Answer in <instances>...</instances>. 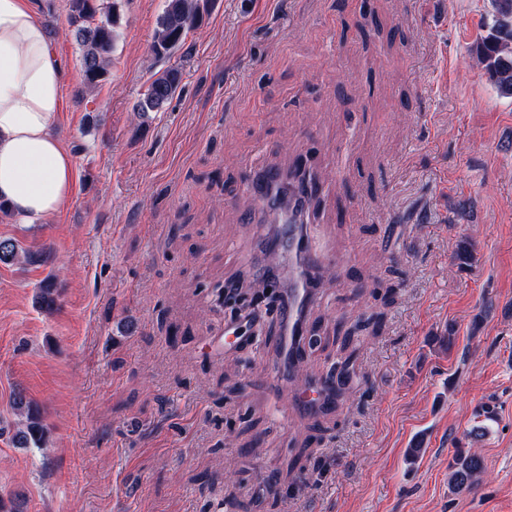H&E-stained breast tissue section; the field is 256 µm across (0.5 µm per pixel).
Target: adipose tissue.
I'll return each mask as SVG.
<instances>
[{
  "label": "adipose tissue",
  "instance_id": "1",
  "mask_svg": "<svg viewBox=\"0 0 512 512\" xmlns=\"http://www.w3.org/2000/svg\"><path fill=\"white\" fill-rule=\"evenodd\" d=\"M63 79L30 0H0V199L30 223L73 189L74 161L55 132Z\"/></svg>",
  "mask_w": 512,
  "mask_h": 512
}]
</instances>
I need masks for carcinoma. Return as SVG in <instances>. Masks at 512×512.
I'll use <instances>...</instances> for the list:
<instances>
[{
  "label": "carcinoma",
  "mask_w": 512,
  "mask_h": 512,
  "mask_svg": "<svg viewBox=\"0 0 512 512\" xmlns=\"http://www.w3.org/2000/svg\"><path fill=\"white\" fill-rule=\"evenodd\" d=\"M70 26L81 53V67L88 89L94 90L106 79L107 68L121 20L123 0H67ZM208 0H165V8L157 22L150 51L157 58L168 57L183 43L187 32L202 22ZM491 21L476 53L490 79L501 93L512 95V0H492ZM182 82L176 67L162 71L150 82L138 104L141 117L161 112ZM19 258L27 262H43L45 253L31 252L13 239L0 240V262L11 263ZM45 309L57 306V290L47 281L39 291ZM17 417L15 441L21 448L44 449L48 429L40 414L22 395L13 400ZM475 425L468 438L476 440L487 433L489 424L497 419V406L490 400L475 412ZM486 469L482 457L470 450L457 449L448 465V485L454 492L469 491L483 482Z\"/></svg>",
  "instance_id": "carcinoma-1"
}]
</instances>
